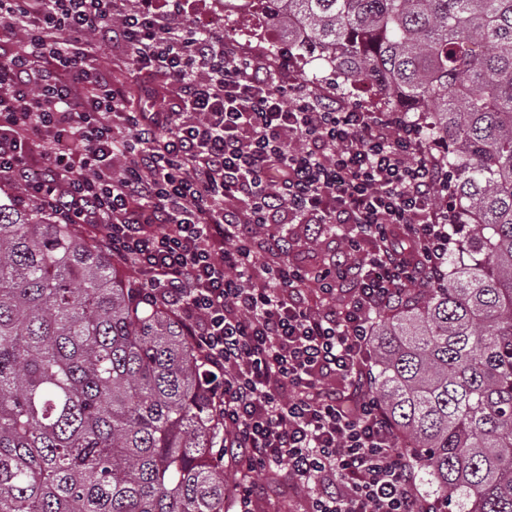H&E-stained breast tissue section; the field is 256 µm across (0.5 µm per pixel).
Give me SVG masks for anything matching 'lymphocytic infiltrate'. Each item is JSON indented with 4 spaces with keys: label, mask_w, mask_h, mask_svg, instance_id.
I'll list each match as a JSON object with an SVG mask.
<instances>
[{
    "label": "lymphocytic infiltrate",
    "mask_w": 512,
    "mask_h": 512,
    "mask_svg": "<svg viewBox=\"0 0 512 512\" xmlns=\"http://www.w3.org/2000/svg\"><path fill=\"white\" fill-rule=\"evenodd\" d=\"M195 0H0V185L18 206L96 228L142 303L170 308L220 380L210 399L242 474L286 466L303 512H443L369 395L373 317L437 280L459 229L420 123L319 96ZM99 40L116 54L104 64ZM159 76L166 112L112 74ZM293 224L344 235L311 272ZM402 237L413 251L395 249Z\"/></svg>",
    "instance_id": "f902f5d3"
}]
</instances>
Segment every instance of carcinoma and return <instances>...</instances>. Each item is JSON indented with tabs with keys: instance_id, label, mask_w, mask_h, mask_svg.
I'll use <instances>...</instances> for the list:
<instances>
[{
	"instance_id": "obj_1",
	"label": "carcinoma",
	"mask_w": 512,
	"mask_h": 512,
	"mask_svg": "<svg viewBox=\"0 0 512 512\" xmlns=\"http://www.w3.org/2000/svg\"><path fill=\"white\" fill-rule=\"evenodd\" d=\"M253 2L447 145L470 232L376 316L371 392L448 512H512V0ZM202 363L100 239L0 202V512H226Z\"/></svg>"
}]
</instances>
